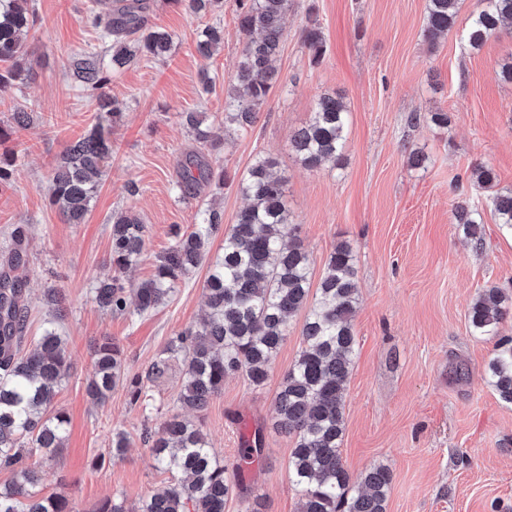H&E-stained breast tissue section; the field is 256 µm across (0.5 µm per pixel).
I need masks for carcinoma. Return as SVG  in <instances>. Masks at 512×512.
<instances>
[{
  "mask_svg": "<svg viewBox=\"0 0 512 512\" xmlns=\"http://www.w3.org/2000/svg\"><path fill=\"white\" fill-rule=\"evenodd\" d=\"M189 11L207 15L224 9V0H171ZM465 32L470 48L480 49L512 21V0H482ZM460 0H428L424 39L430 45L454 27ZM295 0H233L242 36L235 75L224 97V129L244 134L252 129L259 110L277 86L274 62L280 53L283 20ZM147 0H112V9L91 8L88 20L110 42L112 69L137 59L167 55L173 46L166 31L143 27ZM36 22L28 0H0V89L24 83L30 72L17 58L28 54L21 35ZM304 42L313 61L326 54L319 24L310 22ZM224 43L218 24L199 32L196 47L209 59ZM69 71L75 83L97 101V123L67 144L52 170V196L69 224H82L112 158L111 132L105 121L121 116L124 103L109 93L110 77L99 54L80 50L72 54ZM197 149L178 163L176 189L181 196L197 193L204 183L222 187L236 184L246 200L236 223L224 228L223 211L210 207L200 212V222L188 232L171 229L172 243L156 262L151 278L128 287L117 276L94 288L102 308L115 313L128 309L146 314L165 304L206 259L212 237L224 232L223 252L210 265L204 292L208 313L195 326L175 334L165 350L140 373L131 374L123 347L102 336L92 354L93 372L87 391L97 404L105 403L117 385L126 389L129 403L147 413L155 409L154 383L169 366L182 362L183 384L177 404L196 414L166 419L154 434L145 433L156 468L179 475L177 481L143 500L138 512H224L232 493L246 498L242 482L231 478L217 460L201 414L224 389V379L240 374L253 386L263 385L269 363L288 336V319L307 310L302 327L303 347L288 369L275 397L276 427L295 440L288 471L301 489L297 512H386L391 472L373 465L353 483L340 454L345 430V391L356 356L353 317L360 305L354 254L346 243L330 253L318 288L309 302L311 261L297 239L285 195V179L278 175L277 158L257 157L240 176L213 166L211 153L220 137L197 112L181 113ZM348 110L342 97L321 95L311 119L290 138L296 159L306 168L342 157L346 144ZM500 224L512 230V191L494 197ZM454 223L466 237L480 241L479 213L466 199L456 202ZM146 227L130 209L112 214L110 228L112 267L121 273L139 262ZM26 230L15 229L12 243L0 265V470L12 474V483L0 490V512H76L62 494L39 495L38 472L28 464L26 446L53 456L63 448L69 419L54 406L59 386L68 370L66 340L49 328L36 347L21 353L28 317L25 280ZM468 317L479 336H496L512 317V303L498 288H486L473 299ZM487 381L501 401L512 404V337L502 338L487 368ZM128 446L123 431L112 434L111 446L100 455L110 461ZM263 430L257 428L244 441L246 457L261 455Z\"/></svg>",
  "mask_w": 512,
  "mask_h": 512,
  "instance_id": "carcinoma-1",
  "label": "carcinoma"
}]
</instances>
